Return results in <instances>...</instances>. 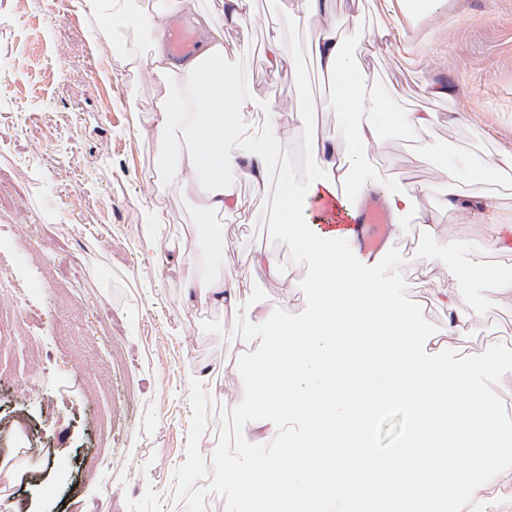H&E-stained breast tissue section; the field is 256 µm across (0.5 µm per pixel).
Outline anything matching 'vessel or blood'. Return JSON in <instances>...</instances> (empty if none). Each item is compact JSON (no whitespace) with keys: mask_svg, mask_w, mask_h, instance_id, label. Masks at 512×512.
<instances>
[{"mask_svg":"<svg viewBox=\"0 0 512 512\" xmlns=\"http://www.w3.org/2000/svg\"><path fill=\"white\" fill-rule=\"evenodd\" d=\"M166 47L171 59L188 62L199 54V36L189 23L177 20L167 33ZM313 208L326 227H349L361 234L365 250H378L387 239L390 216L380 201L365 204L349 215L342 208L341 196L326 194L314 198Z\"/></svg>","mask_w":512,"mask_h":512,"instance_id":"1","label":"vessel or blood"}]
</instances>
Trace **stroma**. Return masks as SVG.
<instances>
[{
  "label": "stroma",
  "instance_id": "1",
  "mask_svg": "<svg viewBox=\"0 0 512 512\" xmlns=\"http://www.w3.org/2000/svg\"><path fill=\"white\" fill-rule=\"evenodd\" d=\"M294 0H252V21L224 30L227 67L245 77L255 97L292 115L301 100L332 102L331 85L313 58L299 65L306 81L298 93L262 62L268 30ZM80 0H0V169L10 176L0 190V309L23 307L19 336L1 337L0 351L38 355V367H22L0 382V462L18 454L9 420H25L50 450L37 481L13 484L0 512H177L176 501L193 490L201 512H225L231 489L224 482L225 393L246 378V359L220 336L231 311L200 300L185 301L183 280L209 248L199 231L196 199L155 185L154 146L134 130L130 98L149 105L163 93L149 68L128 72L123 52L152 54L146 27L119 22L97 36ZM351 18L341 35L356 43L362 26L388 24L391 47L364 52L362 64L398 108L463 113L465 123L440 126L425 144L429 165L392 132L371 154L389 187L420 181V199L432 207L447 196L436 166L448 157L460 175L484 155L512 157V0H439L431 11L408 17L396 0H336ZM462 84L448 99L431 97L429 83ZM244 201L223 214L226 267L247 275L249 297L285 305L288 318L308 306V265L293 254L275 228L272 205L245 184ZM467 223L444 222L457 247L442 252L436 241L406 229L401 252L390 253L379 274L415 314L418 335L443 330L447 312L435 293L452 288L451 268L473 254L512 275V235L493 245V227L512 225V183L464 187ZM496 202H489V194ZM158 210L163 223L146 225ZM277 253L291 272L285 289L250 269L255 244ZM79 267L84 286L61 300L49 264ZM481 284L468 285L460 306L482 316L463 342L477 359L488 350L512 356V307H490ZM112 329V351L92 335L99 317ZM207 370L222 396L189 381ZM411 428L401 406L385 408L372 429L376 455L399 448ZM207 449L206 458L190 451Z\"/></svg>",
  "mask_w": 512,
  "mask_h": 512
}]
</instances>
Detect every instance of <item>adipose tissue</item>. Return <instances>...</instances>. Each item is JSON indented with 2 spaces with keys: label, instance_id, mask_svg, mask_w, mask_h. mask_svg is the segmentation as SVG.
I'll list each match as a JSON object with an SVG mask.
<instances>
[{
  "label": "adipose tissue",
  "instance_id": "adipose-tissue-1",
  "mask_svg": "<svg viewBox=\"0 0 512 512\" xmlns=\"http://www.w3.org/2000/svg\"><path fill=\"white\" fill-rule=\"evenodd\" d=\"M84 7L101 25L139 10L159 35L171 16L197 12L198 0H141L137 5L84 0ZM250 18L249 0H224L222 14L202 17L209 37L198 62L178 66L154 51L145 64L165 93L148 108L129 104L137 134L155 145L154 171L163 191H203L202 209L214 214L240 208L232 183H248L272 197L288 245L306 258L310 270L308 313L288 319L283 307L249 303L244 278L224 266L223 231L200 228L211 242L207 269L188 272L185 294L235 313L237 321L224 330V341L249 356L246 384L224 398L234 412L233 430L248 434L258 448L281 442L274 456L248 464L225 451L221 466L233 489L226 512H237L243 499L252 512H319L326 501L344 504L345 512H480L493 490L512 491V439L503 440L505 410L485 396L478 375L512 374V360L452 358L443 365L436 354L468 336L481 316L478 310L458 308V285L482 281L489 305L512 306V276L477 258L451 269L456 286L442 299L447 326L438 335L421 336L413 314L374 276L376 259L361 257L357 233L325 231L308 219L311 197L354 181L358 193L351 206L381 194L394 220L414 215L424 236L441 241L443 250L454 249L441 224L467 218L457 173L441 164L448 195L426 211L419 206L426 185L386 189L368 156L385 130L429 136L442 123L453 126L465 117L393 107L359 61L363 49L387 47L386 28L363 30L351 46L340 36L344 20L336 15L335 0H295L287 21L317 27L319 36L287 57L278 34H271L266 62L293 92L304 80L298 55L314 57L336 89L337 120L336 133L325 134L314 123L322 103L308 99L296 110L315 168L307 189L299 190L286 166L293 141L280 112L224 68L225 26ZM246 112L261 113V124L246 128L241 122ZM259 332L264 346L253 356L249 350ZM389 403L410 410L415 440L377 461L365 441L374 414Z\"/></svg>",
  "mask_w": 512,
  "mask_h": 512
}]
</instances>
